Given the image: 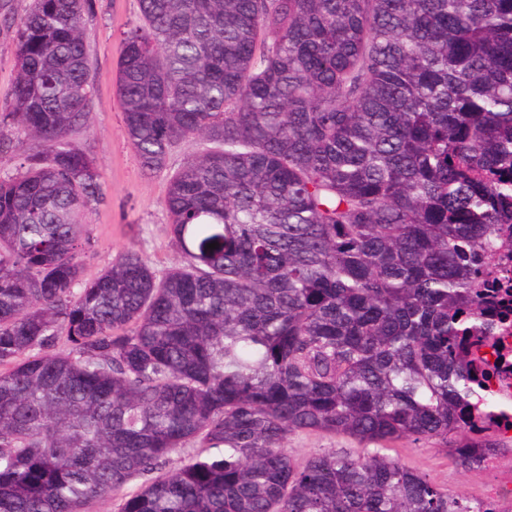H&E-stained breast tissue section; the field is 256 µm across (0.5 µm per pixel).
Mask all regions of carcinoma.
<instances>
[{
  "mask_svg": "<svg viewBox=\"0 0 512 512\" xmlns=\"http://www.w3.org/2000/svg\"><path fill=\"white\" fill-rule=\"evenodd\" d=\"M139 5L116 74L131 148L152 175L214 144L169 181L182 263L161 275L131 248L90 280L78 261L106 196L75 139L92 0L16 22L0 512H497L388 451L463 433L451 454L478 469L498 448L476 251L512 223V0ZM297 433L358 447L299 461Z\"/></svg>",
  "mask_w": 512,
  "mask_h": 512,
  "instance_id": "cac0c4a2",
  "label": "carcinoma"
}]
</instances>
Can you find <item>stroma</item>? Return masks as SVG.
Masks as SVG:
<instances>
[{"mask_svg":"<svg viewBox=\"0 0 512 512\" xmlns=\"http://www.w3.org/2000/svg\"><path fill=\"white\" fill-rule=\"evenodd\" d=\"M85 19V40L93 63L95 90L91 100V124L78 140L95 158L106 186V199L86 213L92 246L79 261L84 278L95 277L125 249L137 251L154 270L163 272L178 264L182 255L173 241L164 207L171 176L192 154L209 149L197 139L179 143L165 168L145 175L131 148L124 115L116 95V64L124 32L139 17L138 0H93ZM31 0H0V108L10 99L15 74L14 22L29 10ZM393 453L402 463L426 473L438 485L466 499L491 500L490 487L512 466V451L501 450L492 469L459 467L447 448L425 441L399 442Z\"/></svg>","mask_w":512,"mask_h":512,"instance_id":"stroma-1","label":"stroma"}]
</instances>
